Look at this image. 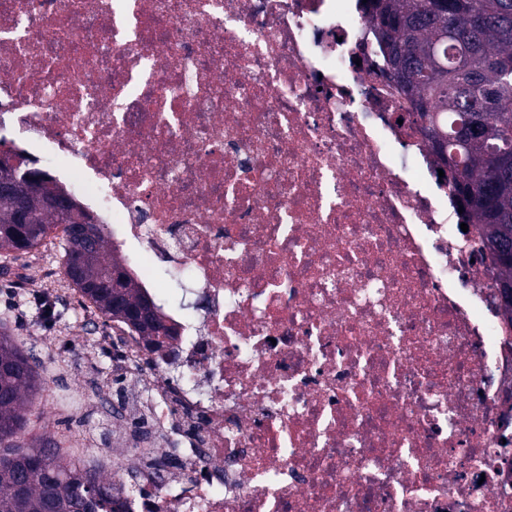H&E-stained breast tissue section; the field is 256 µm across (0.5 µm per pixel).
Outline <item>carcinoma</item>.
<instances>
[{
	"label": "carcinoma",
	"instance_id": "obj_1",
	"mask_svg": "<svg viewBox=\"0 0 512 512\" xmlns=\"http://www.w3.org/2000/svg\"><path fill=\"white\" fill-rule=\"evenodd\" d=\"M370 23L382 50V72L399 74L411 112L429 123L431 147L451 171L468 224H482L481 250L512 281L499 247L512 243V179L496 159H512V0H373ZM475 17L487 19L471 30ZM38 178L46 194L61 188ZM18 196L0 192V253H28L61 230L65 275L99 313L146 339L132 312L148 299L124 264L110 256L102 225L79 224L63 211L28 199V223L13 222ZM36 364L0 332V512H97L112 505V489L55 448L10 443L38 387Z\"/></svg>",
	"mask_w": 512,
	"mask_h": 512
}]
</instances>
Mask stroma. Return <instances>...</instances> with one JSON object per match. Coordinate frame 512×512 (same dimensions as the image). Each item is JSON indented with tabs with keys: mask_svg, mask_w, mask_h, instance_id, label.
Segmentation results:
<instances>
[{
	"mask_svg": "<svg viewBox=\"0 0 512 512\" xmlns=\"http://www.w3.org/2000/svg\"><path fill=\"white\" fill-rule=\"evenodd\" d=\"M59 255V249L43 246L27 254H0V332L36 358L42 382L17 439L29 445L54 441L65 448L72 432L84 427L93 431L100 447H110L121 454L126 448L124 441L111 436L97 410H42L46 401L65 391L89 397L104 390L117 399L133 387L129 376L112 369L120 355L117 347L94 350L89 338H73L72 333L80 324L81 309L75 296L61 289L54 264ZM46 300L54 309L48 316L42 312Z\"/></svg>",
	"mask_w": 512,
	"mask_h": 512,
	"instance_id": "stroma-1",
	"label": "stroma"
}]
</instances>
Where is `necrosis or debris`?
<instances>
[{
    "label": "necrosis or debris",
    "instance_id": "4bbe7bcc",
    "mask_svg": "<svg viewBox=\"0 0 512 512\" xmlns=\"http://www.w3.org/2000/svg\"><path fill=\"white\" fill-rule=\"evenodd\" d=\"M382 64L363 0H0V131L198 301L113 328L135 471L72 442L125 512H512L498 270Z\"/></svg>",
    "mask_w": 512,
    "mask_h": 512
}]
</instances>
